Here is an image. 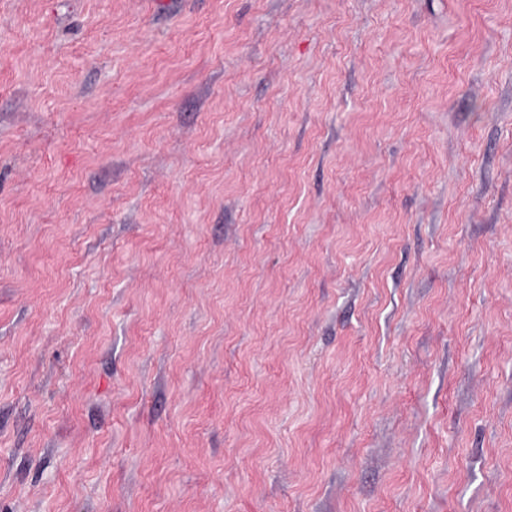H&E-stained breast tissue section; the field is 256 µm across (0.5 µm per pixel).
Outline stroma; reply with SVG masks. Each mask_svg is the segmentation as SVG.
<instances>
[{
    "label": "stroma",
    "mask_w": 512,
    "mask_h": 512,
    "mask_svg": "<svg viewBox=\"0 0 512 512\" xmlns=\"http://www.w3.org/2000/svg\"><path fill=\"white\" fill-rule=\"evenodd\" d=\"M0 0V512H512V0Z\"/></svg>",
    "instance_id": "obj_1"
}]
</instances>
